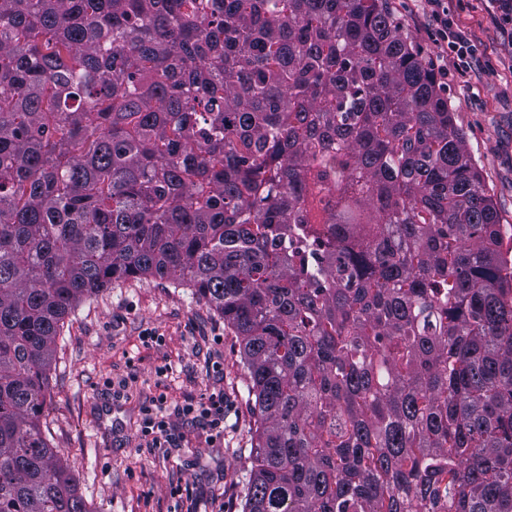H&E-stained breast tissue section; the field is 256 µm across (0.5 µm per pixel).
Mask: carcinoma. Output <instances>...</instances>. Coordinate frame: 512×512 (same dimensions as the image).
I'll use <instances>...</instances> for the list:
<instances>
[{
  "label": "carcinoma",
  "instance_id": "cac0c4a2",
  "mask_svg": "<svg viewBox=\"0 0 512 512\" xmlns=\"http://www.w3.org/2000/svg\"><path fill=\"white\" fill-rule=\"evenodd\" d=\"M381 0H0V512H89L44 430L76 304L224 317L243 512H512V260Z\"/></svg>",
  "mask_w": 512,
  "mask_h": 512
}]
</instances>
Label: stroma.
<instances>
[{"instance_id":"35a3bbf8","label":"stroma","mask_w":512,"mask_h":512,"mask_svg":"<svg viewBox=\"0 0 512 512\" xmlns=\"http://www.w3.org/2000/svg\"><path fill=\"white\" fill-rule=\"evenodd\" d=\"M423 59L434 64L456 125L512 232V27L497 0H445L473 45L470 69L440 60L422 0H387ZM155 335L144 343L145 335ZM165 374H158V367ZM238 345L224 319L190 289L151 276L116 281L77 304L57 338L44 422L52 448L78 476L89 512H174V486L189 487L198 512H243L254 414ZM224 393V435L185 419L188 445H143L142 409Z\"/></svg>"}]
</instances>
